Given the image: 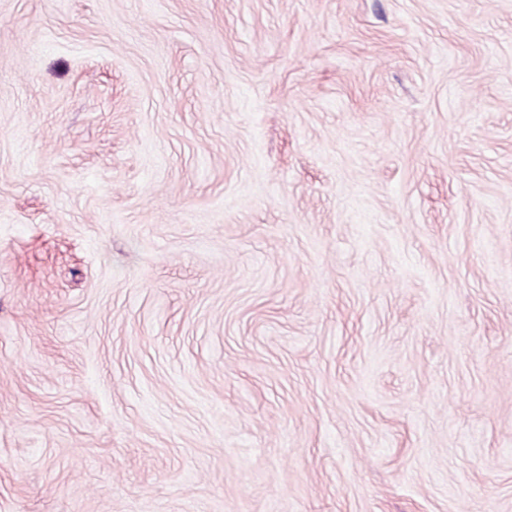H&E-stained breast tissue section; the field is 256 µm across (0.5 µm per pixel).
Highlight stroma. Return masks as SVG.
Listing matches in <instances>:
<instances>
[{"label":"stroma","instance_id":"35a3bbf8","mask_svg":"<svg viewBox=\"0 0 512 512\" xmlns=\"http://www.w3.org/2000/svg\"><path fill=\"white\" fill-rule=\"evenodd\" d=\"M0 512H512V0H0Z\"/></svg>","mask_w":512,"mask_h":512}]
</instances>
